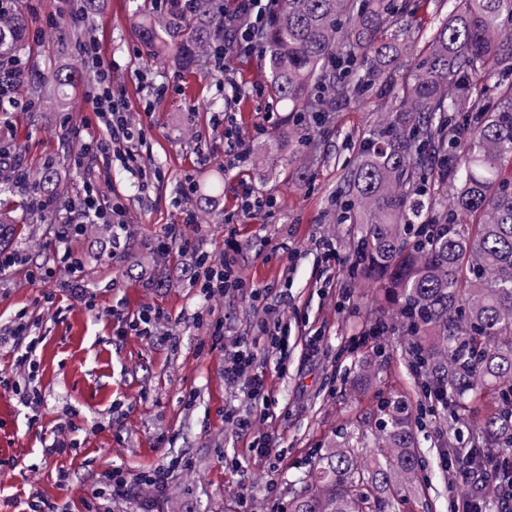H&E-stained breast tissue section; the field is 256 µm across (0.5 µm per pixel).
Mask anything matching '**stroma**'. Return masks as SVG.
I'll return each instance as SVG.
<instances>
[{
  "mask_svg": "<svg viewBox=\"0 0 512 512\" xmlns=\"http://www.w3.org/2000/svg\"><path fill=\"white\" fill-rule=\"evenodd\" d=\"M20 4L30 26L19 53L28 75L79 64L78 42L60 41L63 27L72 22L70 0ZM455 4L398 0L386 34L406 23L417 37L407 68L393 76L395 84L411 78L428 53L430 35ZM135 8L134 0H103L99 14L87 21L101 57L112 64V83L130 119L143 128L134 160L114 150L92 165H76L77 132L93 115L86 84L47 122L33 120L38 104L28 88L0 94V146L19 157L29 173L50 157L76 191L93 182L123 206L136 250H151L174 225L193 248H171L167 265L155 273L128 275L122 247L93 234L77 236L70 246L90 262L62 291L58 213L49 214L34 237L13 244L16 263L0 274V335L25 324L34 351L25 365L0 353V378L37 388L43 401L30 407L13 402L11 418L0 421V432L17 445L0 465V512H31L37 501L89 512L86 491L100 485L107 471H135L177 456L189 467L163 495L144 489L132 501L109 498L107 512H181L187 502L196 512H241L244 493L252 512H287L291 489L341 428L374 409L377 399L399 395L414 406L421 401L397 334L389 333L379 345L360 339L376 304L371 289L346 275L351 226L331 204L355 164L356 141L376 120L380 99L369 90L339 104L308 144L284 138L270 147L268 138L281 129L285 112L266 94L261 51L227 54L222 75L177 72L136 39ZM227 107L248 147L243 162L224 154V127L215 117ZM300 166L305 174H297ZM218 174L224 177L218 209L236 212L242 181L274 198L275 207L227 226L185 223L184 212L193 206L190 184ZM230 236L239 244L237 276L250 286L288 291V307L279 316V347L265 345L256 327L261 313L241 295L215 296L211 316H195L198 300L187 275L199 253L223 257ZM47 294L54 295L53 303L44 302ZM110 306L131 316L158 308L166 318L152 338L121 337L116 321L101 314ZM217 318L224 321L221 348L210 341ZM238 340L254 347L256 365L265 373L266 410L258 409L246 389L224 381V363ZM363 361L372 363L375 377L355 393L350 378ZM229 409L256 417L260 431L276 436L281 458L273 477L249 461L248 439L224 419ZM438 428L437 415L423 411L417 474L398 496L396 512H450L459 489L444 466L443 449L434 445ZM56 438L71 444L69 455H45V446Z\"/></svg>",
  "mask_w": 512,
  "mask_h": 512,
  "instance_id": "obj_1",
  "label": "stroma"
}]
</instances>
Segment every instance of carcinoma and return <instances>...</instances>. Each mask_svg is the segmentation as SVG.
Here are the masks:
<instances>
[{
  "instance_id": "obj_1",
  "label": "carcinoma",
  "mask_w": 512,
  "mask_h": 512,
  "mask_svg": "<svg viewBox=\"0 0 512 512\" xmlns=\"http://www.w3.org/2000/svg\"><path fill=\"white\" fill-rule=\"evenodd\" d=\"M434 30L430 52L400 90L385 79L414 42L408 25L382 31L392 0H275L258 32L271 79L267 94L288 107L297 141L308 121L323 125L336 105L363 95L365 73L380 83V116L359 139L338 197L356 224L348 277L369 283L381 313L405 337L404 356L425 394L440 400L439 447L492 477L493 494L512 498V85L486 108L475 82L512 66V0H458ZM158 20L142 13L135 35L157 55L201 72L231 51L224 0H164ZM28 39L17 7L0 13V60ZM76 82L56 70L57 99ZM36 208L68 191L56 163L34 179ZM16 180L0 176V248L19 218ZM420 416L389 398L341 432L336 447L292 491L288 512H392L397 486L417 470ZM369 449L363 455L359 449Z\"/></svg>"
}]
</instances>
